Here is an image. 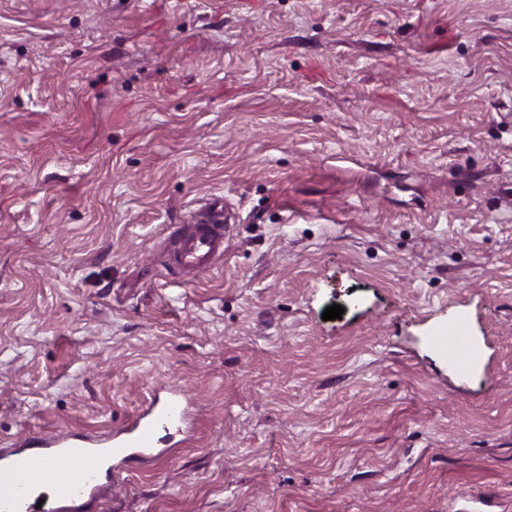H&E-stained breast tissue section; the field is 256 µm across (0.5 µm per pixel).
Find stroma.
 I'll return each instance as SVG.
<instances>
[{
    "mask_svg": "<svg viewBox=\"0 0 512 512\" xmlns=\"http://www.w3.org/2000/svg\"><path fill=\"white\" fill-rule=\"evenodd\" d=\"M172 388L97 512H512V0H0V448ZM223 251V204L216 203L181 235L172 263L183 272L204 273L211 268L212 258ZM464 324L459 325L448 331V337L445 340L444 349L448 357V364L456 367L462 372L478 366L482 362L481 347L472 341L460 342L459 333L463 332Z\"/></svg>",
    "mask_w": 512,
    "mask_h": 512,
    "instance_id": "1",
    "label": "stroma"
}]
</instances>
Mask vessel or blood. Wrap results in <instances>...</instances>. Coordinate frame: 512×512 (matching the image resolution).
<instances>
[{
  "label": "vessel or blood",
  "mask_w": 512,
  "mask_h": 512,
  "mask_svg": "<svg viewBox=\"0 0 512 512\" xmlns=\"http://www.w3.org/2000/svg\"><path fill=\"white\" fill-rule=\"evenodd\" d=\"M223 250V206L217 203L181 235L172 263L184 272L203 273ZM459 333L456 327L449 330L444 349L449 364L465 372L481 363L482 350L460 342ZM186 419L187 411L173 391L151 399L147 411L106 438L36 434L23 447L0 450V512H36L42 500L49 502L50 512H90L105 480L120 465L131 459H166L163 437L180 433Z\"/></svg>",
  "instance_id": "obj_1"
}]
</instances>
